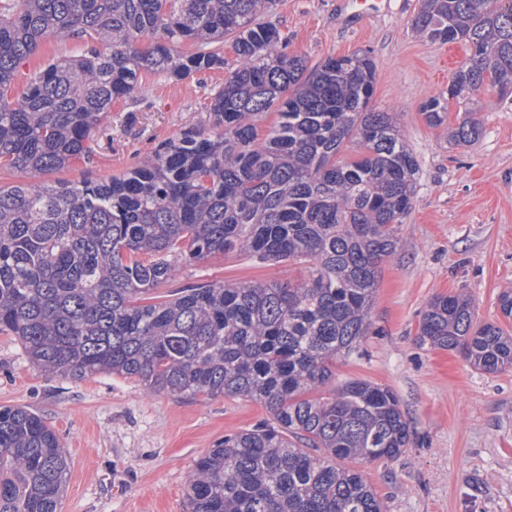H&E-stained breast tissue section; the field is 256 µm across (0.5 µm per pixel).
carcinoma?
Returning <instances> with one entry per match:
<instances>
[{
	"instance_id": "cac0c4a2",
	"label": "carcinoma",
	"mask_w": 512,
	"mask_h": 512,
	"mask_svg": "<svg viewBox=\"0 0 512 512\" xmlns=\"http://www.w3.org/2000/svg\"><path fill=\"white\" fill-rule=\"evenodd\" d=\"M279 0H0V333L44 371L109 373L149 393L255 400L270 418L224 436L194 464L188 512H387L356 469L410 443L396 393L341 379L361 354L383 265L413 205L418 160L392 113L370 107L368 52L310 68L264 17ZM413 29L462 42L448 94L512 97V0H422ZM46 39L77 40L13 93ZM230 43L234 64L224 58ZM229 68L208 119L126 171L49 181L86 163L112 102L142 73L176 81ZM481 135L465 113L458 146ZM302 266L297 281L160 286L212 256ZM417 342L477 370L512 368V332L476 321L461 294L438 295ZM69 469L52 427L0 406V512H59Z\"/></svg>"
}]
</instances>
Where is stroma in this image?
I'll use <instances>...</instances> for the list:
<instances>
[{"label":"stroma","mask_w":512,"mask_h":512,"mask_svg":"<svg viewBox=\"0 0 512 512\" xmlns=\"http://www.w3.org/2000/svg\"><path fill=\"white\" fill-rule=\"evenodd\" d=\"M421 0H387L356 20L348 0H280L269 15L291 54L315 66L330 56L369 51L376 63L371 106L397 113L419 161L413 206L398 228L399 253L383 270L363 356L342 376L390 387L410 427L398 459L365 466L388 512H512V369L475 370L457 351L416 341L438 294L467 293L481 322L502 316L497 298L512 290V101L494 94L451 104L448 123L420 114L446 92L451 47L415 33ZM225 70L176 81L143 74L139 90L116 100L95 137L92 166L60 171L74 180L120 173L161 142L206 122ZM483 126L456 146L448 128L463 112ZM297 265L261 266L223 256L179 267L167 289L201 281L296 279ZM0 405L28 407L53 426L69 470L61 512H187L185 487L198 457L224 435L267 418L259 403L146 393L134 379L96 374L82 381L45 373L23 347L0 334Z\"/></svg>","instance_id":"obj_1"}]
</instances>
